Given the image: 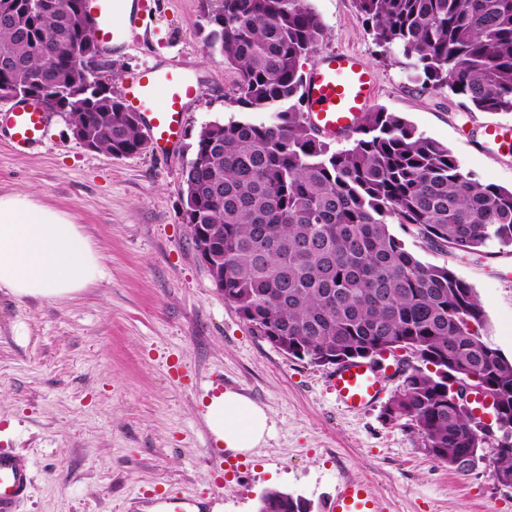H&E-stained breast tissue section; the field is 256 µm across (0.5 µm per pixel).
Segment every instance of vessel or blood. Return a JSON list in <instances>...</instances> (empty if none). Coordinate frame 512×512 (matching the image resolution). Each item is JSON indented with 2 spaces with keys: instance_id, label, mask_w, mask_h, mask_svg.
Returning a JSON list of instances; mask_svg holds the SVG:
<instances>
[{
  "instance_id": "b4317fda",
  "label": "vessel or blood",
  "mask_w": 512,
  "mask_h": 512,
  "mask_svg": "<svg viewBox=\"0 0 512 512\" xmlns=\"http://www.w3.org/2000/svg\"><path fill=\"white\" fill-rule=\"evenodd\" d=\"M143 9L136 0H92L90 19L99 40L121 46L129 31L139 27ZM198 91L189 72L148 66L126 89L127 106L141 116L147 137L159 156H167L182 134V112ZM304 109L320 134L342 138L352 132L367 112L375 94L372 72L352 53L322 52L304 76ZM10 132L19 149L44 142L49 114L38 103L0 107V126ZM384 375L371 363L351 361L336 369L331 389L346 410L374 406L385 394ZM32 487L30 464L21 456L0 452V512H19ZM331 512H384L381 501L359 479L347 477L336 485Z\"/></svg>"
}]
</instances>
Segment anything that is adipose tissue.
<instances>
[{"mask_svg":"<svg viewBox=\"0 0 512 512\" xmlns=\"http://www.w3.org/2000/svg\"><path fill=\"white\" fill-rule=\"evenodd\" d=\"M102 275V257L82 225L31 194H0V288L19 298L57 299ZM205 416L215 444L241 456L271 431L263 408L233 390L212 397Z\"/></svg>","mask_w":512,"mask_h":512,"instance_id":"ef3b65f1","label":"adipose tissue"}]
</instances>
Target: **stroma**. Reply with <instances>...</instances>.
Instances as JSON below:
<instances>
[{
    "mask_svg": "<svg viewBox=\"0 0 512 512\" xmlns=\"http://www.w3.org/2000/svg\"><path fill=\"white\" fill-rule=\"evenodd\" d=\"M145 3L147 25L106 54V71L117 97L156 62L195 75L198 96L168 157L88 149L63 112L51 113L43 148L14 150L0 132V194L29 191L67 212L105 268L102 280L63 299L0 289V450L26 457L33 475L19 512H256L272 488L328 512L343 477L365 480L384 512H512V492L489 466L458 475L382 406L341 409L333 366L280 352L225 303L182 220V171L202 127L239 117L230 101L237 75L204 41L201 0ZM309 3L327 28L324 49L355 53L374 72L373 106L447 145L482 182L512 188V140L484 133L491 123L512 126V112H465L448 92L417 91L399 56L373 43L355 0ZM404 241L474 288L484 341L512 358V252L460 256ZM227 389L272 423L238 472L217 463L204 419L207 398Z\"/></svg>",
    "mask_w": 512,
    "mask_h": 512,
    "instance_id": "stroma-1",
    "label": "stroma"
}]
</instances>
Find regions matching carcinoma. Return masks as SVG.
<instances>
[{
	"label": "carcinoma",
	"instance_id": "obj_1",
	"mask_svg": "<svg viewBox=\"0 0 512 512\" xmlns=\"http://www.w3.org/2000/svg\"><path fill=\"white\" fill-rule=\"evenodd\" d=\"M60 2L0 0L10 11L0 21V89L40 93L99 151L143 152L129 109L98 92V70L72 64L69 45L89 31L78 0L66 12ZM356 4L374 44L398 50L421 91L446 89L466 112H512V0ZM201 8L207 46L237 75L231 102L246 112L203 127L182 172L183 222L197 247V225H207L224 302L251 333L311 364L402 349L433 366H408L384 415L466 474L457 461L488 443L471 402H448V371L477 376L493 407L512 410V359L479 333L474 288L422 261L390 225L435 249L512 252V189L481 182L448 146L382 107L364 113L345 147L319 138L301 83L303 60L327 32L308 0H201ZM499 433L493 477L512 472V417ZM258 512H306V503L271 489Z\"/></svg>",
	"mask_w": 512,
	"mask_h": 512
}]
</instances>
